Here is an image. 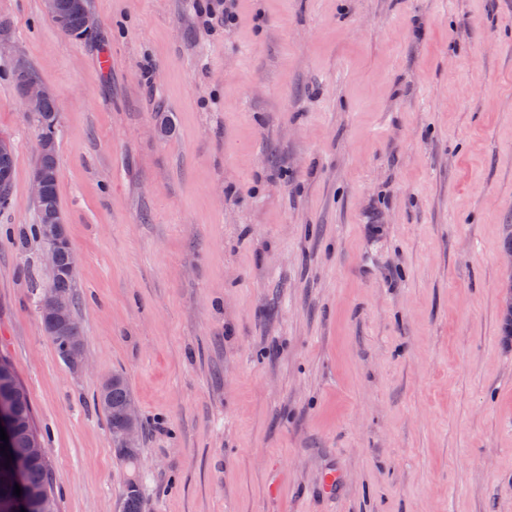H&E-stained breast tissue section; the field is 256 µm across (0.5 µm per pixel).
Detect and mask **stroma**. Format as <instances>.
Instances as JSON below:
<instances>
[{"mask_svg":"<svg viewBox=\"0 0 512 512\" xmlns=\"http://www.w3.org/2000/svg\"><path fill=\"white\" fill-rule=\"evenodd\" d=\"M0 0V355L58 512H512V0ZM51 91L82 365L47 335ZM122 373L138 461L94 399ZM337 471L336 495L320 489ZM43 2L45 11L54 19L63 34L75 40H92L95 37L96 34L88 33L97 32L98 21L89 11L87 0H60V6L59 0H44ZM59 7L60 18L55 20L58 18ZM20 96L22 97L26 110L33 117H37L41 112V120H36L40 133H49L56 135L58 113L56 112L55 102L49 99L43 108V102L51 97L48 88L36 77H27L21 86ZM144 488L136 477L126 482L121 500L122 512H142Z\"/></svg>","mask_w":512,"mask_h":512,"instance_id":"obj_1","label":"stroma"}]
</instances>
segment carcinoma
Returning a JSON list of instances; mask_svg holds the SVG:
<instances>
[{
	"label": "carcinoma",
	"instance_id": "1",
	"mask_svg": "<svg viewBox=\"0 0 512 512\" xmlns=\"http://www.w3.org/2000/svg\"><path fill=\"white\" fill-rule=\"evenodd\" d=\"M89 10L88 0H60V18L56 21L58 29L65 35L75 40H91L94 35L88 34L82 27V16ZM58 113L54 100H48L41 112V120L38 121L39 130L42 133L56 134ZM38 214L47 210L59 209L58 180H53L46 188L41 199L36 203ZM59 264L50 270L49 282L40 289L44 293L48 290L60 292L69 297L71 306H76L75 280L67 272L68 252L65 245H60ZM59 355L68 359L73 344L83 343L81 328L77 321H72L70 332L52 336ZM6 396V401L13 415L14 446L12 466L21 468L28 489L36 496L43 494L51 503H56V486L53 473L46 457L33 456L29 452L31 442L42 439L34 420L32 407L28 395L19 382L11 362L0 356V395ZM132 400L131 391L125 377L119 373L113 375L112 390L106 397L97 398V405L104 412L109 429L112 434L113 444L117 455L133 462L138 455V449L124 447L120 432L121 422L117 413L124 405ZM10 466V467H12ZM10 467L0 468V503L8 502L13 498L14 483L11 477ZM144 488L139 479L133 477L126 482L121 500L122 512H142Z\"/></svg>",
	"mask_w": 512,
	"mask_h": 512
}]
</instances>
